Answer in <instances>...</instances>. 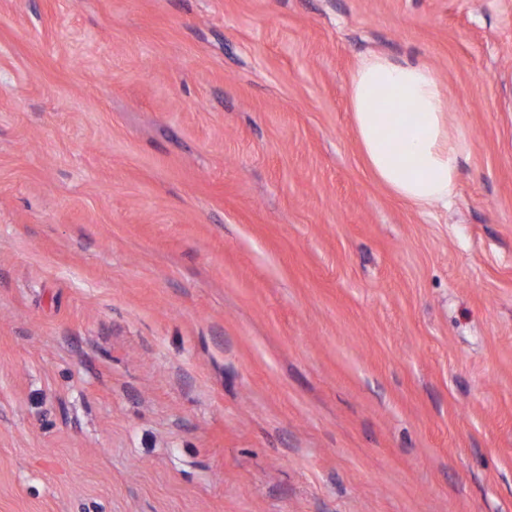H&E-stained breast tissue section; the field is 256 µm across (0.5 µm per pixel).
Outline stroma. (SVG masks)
Here are the masks:
<instances>
[{
	"label": "stroma",
	"instance_id": "obj_1",
	"mask_svg": "<svg viewBox=\"0 0 512 512\" xmlns=\"http://www.w3.org/2000/svg\"><path fill=\"white\" fill-rule=\"evenodd\" d=\"M367 54L449 87V208ZM0 512H512V0H0ZM385 95L390 112L382 103L377 112ZM350 106L373 177L421 210L448 208L472 141L464 127L450 123L449 93L437 72L425 63L363 56L351 78Z\"/></svg>",
	"mask_w": 512,
	"mask_h": 512
}]
</instances>
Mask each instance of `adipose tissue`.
Returning <instances> with one entry per match:
<instances>
[{
  "label": "adipose tissue",
  "mask_w": 512,
  "mask_h": 512,
  "mask_svg": "<svg viewBox=\"0 0 512 512\" xmlns=\"http://www.w3.org/2000/svg\"><path fill=\"white\" fill-rule=\"evenodd\" d=\"M382 100L384 112L377 109ZM350 106L373 177L419 209L447 207L472 141L464 127L451 124L449 93L437 72L420 62L363 56L351 78Z\"/></svg>",
  "instance_id": "ef3b65f1"
}]
</instances>
